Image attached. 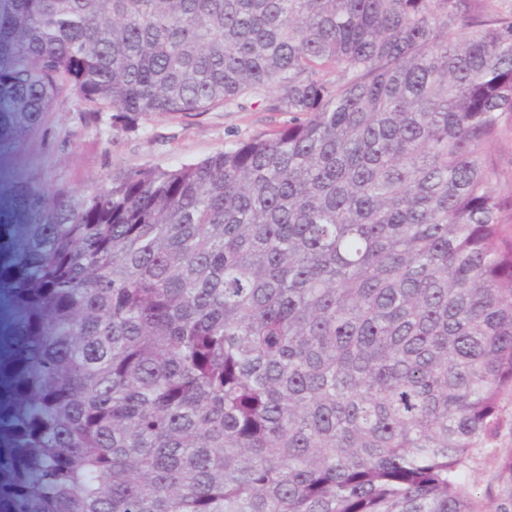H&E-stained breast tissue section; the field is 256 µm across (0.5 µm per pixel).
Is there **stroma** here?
Segmentation results:
<instances>
[{"label":"stroma","mask_w":512,"mask_h":512,"mask_svg":"<svg viewBox=\"0 0 512 512\" xmlns=\"http://www.w3.org/2000/svg\"><path fill=\"white\" fill-rule=\"evenodd\" d=\"M287 120V113L266 112L258 104L242 112L217 107L188 118L143 115L136 131L112 134L90 123L84 104L68 95L56 101L23 146L0 156V212H10L9 185L16 181L80 191L123 170L201 161ZM466 478L475 512L512 496V391L501 394L499 426L486 447L473 451Z\"/></svg>","instance_id":"1"}]
</instances>
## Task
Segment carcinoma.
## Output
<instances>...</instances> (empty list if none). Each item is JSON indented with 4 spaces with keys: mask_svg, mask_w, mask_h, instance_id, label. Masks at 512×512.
I'll return each instance as SVG.
<instances>
[{
    "mask_svg": "<svg viewBox=\"0 0 512 512\" xmlns=\"http://www.w3.org/2000/svg\"><path fill=\"white\" fill-rule=\"evenodd\" d=\"M496 0H0V154L288 122L80 193L18 183L14 512H473L512 390V12Z\"/></svg>",
    "mask_w": 512,
    "mask_h": 512,
    "instance_id": "1",
    "label": "carcinoma"
}]
</instances>
